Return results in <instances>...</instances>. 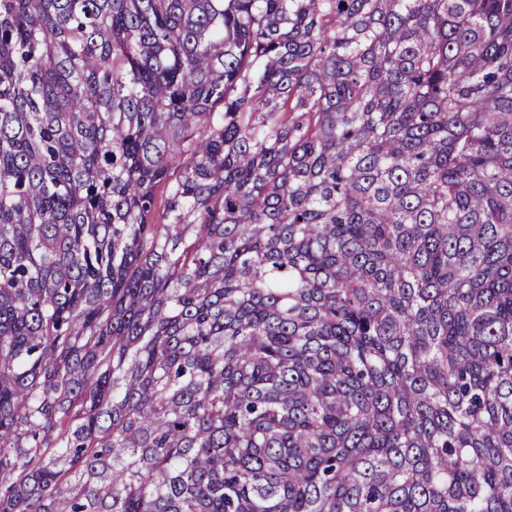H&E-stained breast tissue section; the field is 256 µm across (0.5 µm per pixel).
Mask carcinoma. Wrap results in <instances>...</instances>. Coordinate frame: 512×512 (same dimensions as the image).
<instances>
[{"mask_svg":"<svg viewBox=\"0 0 512 512\" xmlns=\"http://www.w3.org/2000/svg\"><path fill=\"white\" fill-rule=\"evenodd\" d=\"M0 512H512V0H0Z\"/></svg>","mask_w":512,"mask_h":512,"instance_id":"1","label":"carcinoma"}]
</instances>
